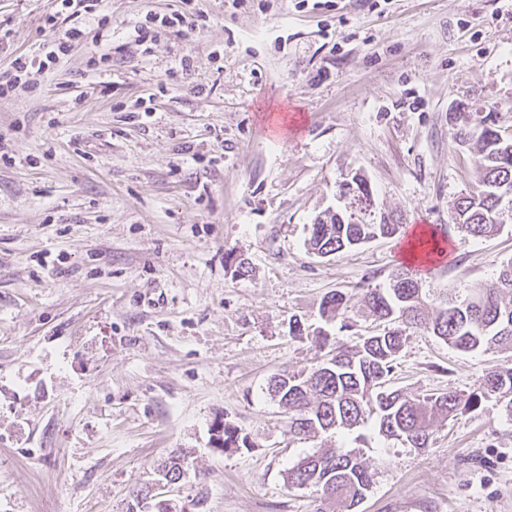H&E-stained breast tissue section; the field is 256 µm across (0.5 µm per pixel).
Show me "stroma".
<instances>
[{
	"label": "stroma",
	"instance_id": "1",
	"mask_svg": "<svg viewBox=\"0 0 512 512\" xmlns=\"http://www.w3.org/2000/svg\"><path fill=\"white\" fill-rule=\"evenodd\" d=\"M196 7L203 28L179 35L159 19L182 0H109L103 28L68 9L49 28L50 0H0V72L83 32L0 100V512H128L176 449L177 512H313L286 474L327 448L363 453L359 512H512V418L496 397L412 448L370 419L361 442L292 439L267 392L320 363L317 332L352 345L383 331L363 291L387 286L404 238L327 257L307 245L348 172L405 231L448 240L424 291L466 297L512 259V209L490 238L451 221L478 176L452 113L493 110L512 132V0ZM333 290L350 297L351 328L322 314ZM295 318L304 335H289ZM510 365L512 350L466 353L417 331L390 385L468 394ZM219 420L251 448L212 447ZM80 37L81 31L79 29L73 28L66 30L62 38L46 45L44 53L46 61L52 63L59 60L60 55H66L72 46V42Z\"/></svg>",
	"mask_w": 512,
	"mask_h": 512
}]
</instances>
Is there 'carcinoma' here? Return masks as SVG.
<instances>
[{
    "mask_svg": "<svg viewBox=\"0 0 512 512\" xmlns=\"http://www.w3.org/2000/svg\"><path fill=\"white\" fill-rule=\"evenodd\" d=\"M452 121L460 143L475 145L479 176L470 191L458 198L451 220L474 237H488L502 229L497 215L501 198L512 195V134L497 128L493 113L455 112ZM353 194L358 211L335 212L317 217L310 225L309 246L327 256L354 248L379 236L401 233L393 224L371 211V189L354 184L339 185ZM512 260L501 265L496 282L472 289L464 299L440 292L434 296V317L423 313L427 294L420 273L402 266L392 273L389 287L368 288L364 302L384 323V333L369 336L351 346L329 351L334 365L301 373L272 377L268 390L288 407V434L299 438L311 433L353 431L375 417L378 432L409 445L426 448L433 437L434 418L454 417L476 408L481 399L497 396L512 416V366L487 371L480 391L468 395L449 390L412 396L387 386L408 331L422 329L463 352L488 351L512 346ZM349 296L332 291L324 297L323 313L334 318L347 311ZM224 447L247 448L248 436L230 424L224 425ZM185 455L174 453L160 468L179 481L186 469ZM334 484V495L316 497V512H356L371 487V474L363 458L339 449L317 451L302 457L288 470L290 487L308 481Z\"/></svg>",
    "mask_w": 512,
    "mask_h": 512,
    "instance_id": "cac0c4a2",
    "label": "carcinoma"
}]
</instances>
